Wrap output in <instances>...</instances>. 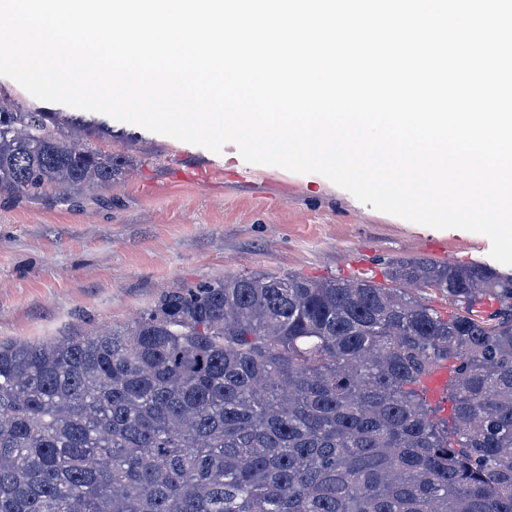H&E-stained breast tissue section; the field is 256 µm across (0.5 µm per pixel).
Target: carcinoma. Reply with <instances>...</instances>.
<instances>
[{"label": "carcinoma", "instance_id": "obj_1", "mask_svg": "<svg viewBox=\"0 0 512 512\" xmlns=\"http://www.w3.org/2000/svg\"><path fill=\"white\" fill-rule=\"evenodd\" d=\"M95 126L1 110L0 197L112 183ZM444 364L449 420L424 391ZM0 512H512V277L251 273L122 331L0 341Z\"/></svg>", "mask_w": 512, "mask_h": 512}]
</instances>
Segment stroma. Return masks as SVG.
Masks as SVG:
<instances>
[{
  "mask_svg": "<svg viewBox=\"0 0 512 512\" xmlns=\"http://www.w3.org/2000/svg\"><path fill=\"white\" fill-rule=\"evenodd\" d=\"M98 149L121 160L111 186L0 197V341L50 342L120 330L174 288L248 273L312 280L390 262L480 263L488 237L377 211L322 175L246 163L105 114Z\"/></svg>",
  "mask_w": 512,
  "mask_h": 512,
  "instance_id": "1",
  "label": "stroma"
}]
</instances>
